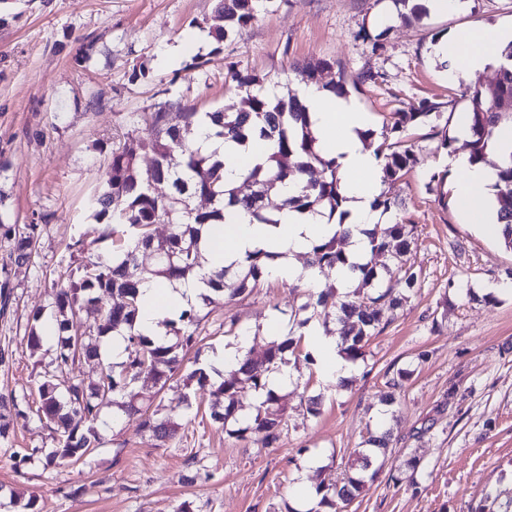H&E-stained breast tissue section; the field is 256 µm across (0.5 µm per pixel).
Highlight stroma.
Instances as JSON below:
<instances>
[{
    "mask_svg": "<svg viewBox=\"0 0 512 512\" xmlns=\"http://www.w3.org/2000/svg\"><path fill=\"white\" fill-rule=\"evenodd\" d=\"M216 0H9L0 4V222L38 224L42 232L29 263L12 264L13 294L0 313V347L13 361L0 367V394L33 400L39 372L55 348L31 350L34 311L50 320L53 283L74 258L68 248L113 148L143 113L165 109L178 123L181 106L199 111L238 103L228 63L294 94L300 68L330 61L321 83L338 72L355 78L382 72V83L351 90L350 100L371 116L378 140L391 112L428 98L443 116L466 111L465 76L449 80L430 53L434 38L463 30L511 26L512 0H465L450 14L431 13L408 24L389 19V0H276L242 34L215 43L209 34ZM367 27L384 44L372 52L358 38ZM407 144L418 164L400 181L382 185L399 199L398 218L414 225L407 264L420 273L410 301L366 348L344 387L307 360L302 340L292 363L298 377L287 390L290 417L276 447L227 437L210 417L208 390L172 384L157 391L139 382L143 398L161 396L179 407L180 429L166 446L137 430L133 419L104 409L96 428L101 446L56 469L40 462L14 467L8 447L56 446L37 417L18 421L0 446V501L10 492L36 496L44 512H285L301 480L318 485L322 468L350 470L369 426L390 429L393 448L348 512H470L485 490L512 498V250L456 206L458 173L450 158L459 143L414 130ZM444 176L430 186L431 174ZM472 289L476 300L461 295ZM494 300H486L488 289ZM305 285L269 280L252 295L208 307L197 364L210 367L219 350L251 331L253 355H262L266 328L288 331V318L306 300ZM235 321V332L224 330ZM411 368L398 402L380 401L387 373ZM321 395L318 416L300 406V394ZM417 458L409 469L406 461Z\"/></svg>",
    "mask_w": 512,
    "mask_h": 512,
    "instance_id": "1",
    "label": "stroma"
}]
</instances>
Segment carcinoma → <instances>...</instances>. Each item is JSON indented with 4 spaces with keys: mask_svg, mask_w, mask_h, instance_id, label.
<instances>
[{
    "mask_svg": "<svg viewBox=\"0 0 512 512\" xmlns=\"http://www.w3.org/2000/svg\"><path fill=\"white\" fill-rule=\"evenodd\" d=\"M274 0H217L210 36L220 44L231 35L247 29L256 20L259 8H269ZM392 11L402 22L421 19V7L410 0H390ZM502 62L495 67L498 76L485 82L478 74L467 85L470 141L469 161L487 163L496 154L498 133L512 128V114L500 111L502 103L512 101V42L501 51ZM228 75L242 92L234 112L222 108L199 112L193 106L181 113L182 124L169 123L168 113L159 109L144 116L145 134L131 132L122 144L112 150L103 180L91 200L95 223L85 225L83 232L69 245L82 256L66 282L53 289L50 308L59 336L54 359L44 369L38 387L39 404L19 406L15 398L0 395V440L8 437L13 421L33 413L50 431L57 434V446L44 460L43 467L52 469L75 463L91 454L99 445L95 425L102 410L118 407L127 417L138 421V430L164 446L175 438L178 423L174 410L163 415L159 408L138 403L136 383L150 379L159 389L178 374L187 353L200 342V309L192 305L166 318L169 340L158 344L136 328L139 310V288L144 276L139 255L149 252L155 257L153 276L169 281L196 276L206 288L201 294L203 306L220 299L251 295L267 281V259L263 252L247 256L245 263L205 272L200 268V234L205 224L224 223V209L237 207L261 223H270L265 199L280 184H296L295 193L283 205L302 213L337 218L344 224L346 212L334 161L321 157L315 148L317 139L311 130L309 113L296 96L271 99L265 84L257 75L230 66ZM443 103L422 100L409 109L390 113L383 126V141L378 147L382 159L381 182L393 184L418 163L417 156L403 146V135L411 128L432 124V136L439 135L434 122L440 119ZM210 122L213 136L242 143L252 136L272 143L266 161L244 174L253 190L241 195L224 184V164L199 148L193 147L187 135L200 123ZM149 153L154 169L142 173L139 159ZM494 185L498 220L506 224L501 239L512 250V157L495 165ZM166 185L168 192L159 194L153 186ZM208 197L206 208H193L191 201ZM154 224L169 225V233L159 239L151 231ZM41 225L0 223V241L8 243L9 259L23 264L31 259ZM349 231L313 245L306 267L323 276L348 268L354 283L342 293L335 310L329 309L334 296L328 288L318 292L313 301L299 307L302 317L293 318L294 327L284 340L267 346L264 357L256 359L245 353L237 368L224 375L213 391L215 401L210 416L225 424L236 416L239 389L247 385L262 395L254 405L248 423L227 430V435L243 439L249 434L264 448L279 443L289 416L288 396L269 387V373L288 363L300 345L296 331L320 321L333 322L339 336L340 351L355 363L364 358L368 339L380 332L384 312L394 311L407 302L418 282L416 269L404 262L413 243L414 225L394 222L381 231L368 233L370 251L358 262H351L345 251ZM101 313L93 333L81 330L83 316ZM125 337V359L119 369L108 368L97 381L84 385L69 376L79 361L102 362L101 337L108 333ZM413 374L399 368L396 377L385 383L387 403L394 402V392L401 382ZM390 432H370L358 451L361 468L355 474L341 477L327 474L317 485L319 504L330 509L345 508L363 492L375 474L368 470L375 463H385ZM473 512H512V500L504 503L487 491Z\"/></svg>",
    "mask_w": 512,
    "mask_h": 512,
    "instance_id": "1",
    "label": "carcinoma"
}]
</instances>
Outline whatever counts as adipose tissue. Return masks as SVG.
Returning <instances> with one entry per match:
<instances>
[{"label":"adipose tissue","instance_id":"obj_1","mask_svg":"<svg viewBox=\"0 0 512 512\" xmlns=\"http://www.w3.org/2000/svg\"><path fill=\"white\" fill-rule=\"evenodd\" d=\"M511 38L512 34L505 30L459 34L443 47L455 64L454 71L448 74L449 79H456L461 72L484 70L498 48ZM298 94L310 115L321 154L336 161L349 213L343 226L350 232L347 253L351 260H358L367 247L366 229L386 221L374 206L380 191V160L373 150L366 148L362 139L370 117L352 101L333 96L314 84L299 85ZM195 142L218 151L224 160V177L235 186L241 183L246 170L263 162L268 153L266 142L256 137L243 145L218 144L207 139L205 131L201 130L196 133ZM454 165L460 171L458 197L464 211L482 223L489 235L500 236L501 224L488 218L480 206L483 196L496 181L495 169L470 164L464 156L456 158ZM276 218V223L261 224L236 208H226L223 223L209 224L202 230L201 249L208 269L243 260L248 253L261 250L271 255L267 268L270 279L287 282L302 279L310 287H319L318 275L303 269L294 257L306 253L314 242L332 236L338 227L326 223L319 215L302 214L289 208L279 210ZM200 291V283L195 278L174 286L146 279L141 289L139 330L155 341H164L162 320L197 303Z\"/></svg>","mask_w":512,"mask_h":512}]
</instances>
